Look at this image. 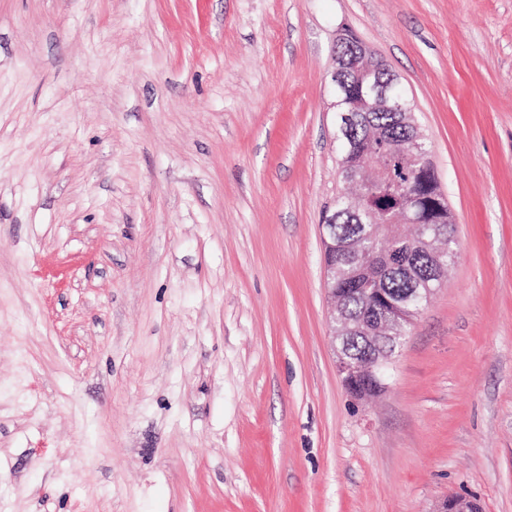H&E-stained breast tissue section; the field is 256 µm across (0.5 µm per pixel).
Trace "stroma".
I'll list each match as a JSON object with an SVG mask.
<instances>
[{
    "label": "stroma",
    "instance_id": "obj_1",
    "mask_svg": "<svg viewBox=\"0 0 512 512\" xmlns=\"http://www.w3.org/2000/svg\"><path fill=\"white\" fill-rule=\"evenodd\" d=\"M351 29L457 255L346 388L322 228ZM512 512V0H0V512Z\"/></svg>",
    "mask_w": 512,
    "mask_h": 512
}]
</instances>
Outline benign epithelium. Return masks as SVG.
I'll return each instance as SVG.
<instances>
[{
  "label": "benign epithelium",
  "instance_id": "benign-epithelium-1",
  "mask_svg": "<svg viewBox=\"0 0 512 512\" xmlns=\"http://www.w3.org/2000/svg\"><path fill=\"white\" fill-rule=\"evenodd\" d=\"M386 76L391 78V82H398L388 64L362 43L354 49L349 59L334 57L331 82L335 92L336 139L341 147L340 173L344 181L353 182L355 187L354 193L345 194L343 198L346 205L351 207L371 183L383 185L387 196L400 208L398 223L417 225L414 246L428 253L434 265L425 287L411 289L399 302L391 301L384 291L379 290L372 296L371 307L375 315L354 320L346 317L336 305V270L324 269L326 293L331 304L333 340L344 342L348 336L362 335L374 341L370 358L366 361L355 359L344 345L335 349L338 372L346 379L384 378L387 365L406 340L404 336L392 334L394 325L403 321L407 326H413L437 285L443 283L448 267L446 255L449 236L445 235V229L435 231L433 225L425 222L418 207L419 196L412 191L413 184L426 169V137L420 131L410 101L400 92L388 91L384 82ZM367 112H398L401 123L410 130L409 140L401 143L383 130L375 131L373 141L386 158V163L378 166L367 160L357 163L350 160L349 136L356 124V115ZM350 254L352 279L370 276L374 258L361 259L357 249L351 250ZM433 512H469V502L458 497L447 498L440 501Z\"/></svg>",
  "mask_w": 512,
  "mask_h": 512
}]
</instances>
